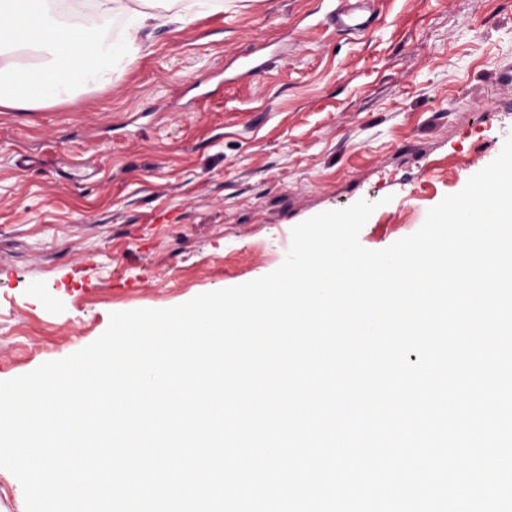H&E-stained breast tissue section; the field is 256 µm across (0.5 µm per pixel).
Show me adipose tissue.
I'll use <instances>...</instances> for the list:
<instances>
[{
  "label": "adipose tissue",
  "instance_id": "1",
  "mask_svg": "<svg viewBox=\"0 0 512 512\" xmlns=\"http://www.w3.org/2000/svg\"><path fill=\"white\" fill-rule=\"evenodd\" d=\"M222 0H0V107L33 110L102 83L143 55L153 31ZM119 37H109L114 19Z\"/></svg>",
  "mask_w": 512,
  "mask_h": 512
}]
</instances>
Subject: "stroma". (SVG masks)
Segmentation results:
<instances>
[{"mask_svg": "<svg viewBox=\"0 0 512 512\" xmlns=\"http://www.w3.org/2000/svg\"><path fill=\"white\" fill-rule=\"evenodd\" d=\"M224 0L107 82L0 108V381L278 268L297 224L360 199L387 248L512 135V0ZM253 60L260 68L243 75ZM373 1L375 0H338L339 5L329 16L341 30L368 31L376 19V13L370 8Z\"/></svg>", "mask_w": 512, "mask_h": 512, "instance_id": "stroma-1", "label": "stroma"}]
</instances>
